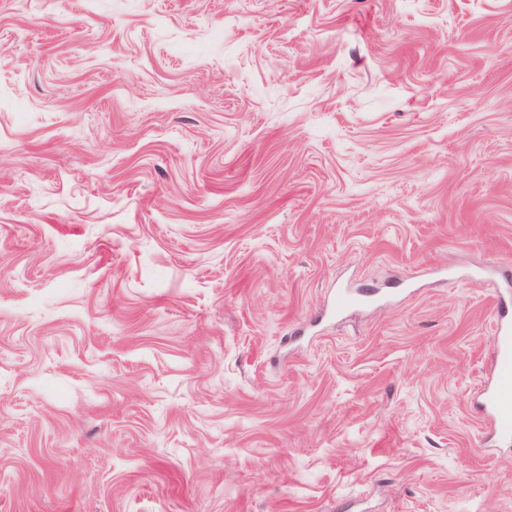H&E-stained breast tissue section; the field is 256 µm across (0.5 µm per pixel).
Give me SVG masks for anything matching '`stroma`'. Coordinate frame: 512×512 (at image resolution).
<instances>
[{
  "label": "stroma",
  "mask_w": 512,
  "mask_h": 512,
  "mask_svg": "<svg viewBox=\"0 0 512 512\" xmlns=\"http://www.w3.org/2000/svg\"><path fill=\"white\" fill-rule=\"evenodd\" d=\"M0 512H512V0H0ZM339 288L392 303L289 338ZM495 326V355L476 405L495 434L512 430V318L500 314Z\"/></svg>",
  "instance_id": "35a3bbf8"
}]
</instances>
